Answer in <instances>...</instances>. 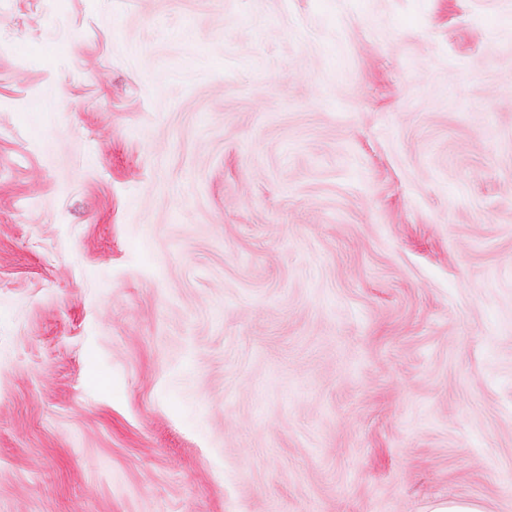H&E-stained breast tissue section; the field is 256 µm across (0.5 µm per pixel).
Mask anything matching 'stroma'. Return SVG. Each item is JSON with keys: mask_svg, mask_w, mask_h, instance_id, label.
<instances>
[{"mask_svg": "<svg viewBox=\"0 0 512 512\" xmlns=\"http://www.w3.org/2000/svg\"><path fill=\"white\" fill-rule=\"evenodd\" d=\"M512 512V0H0V512Z\"/></svg>", "mask_w": 512, "mask_h": 512, "instance_id": "1", "label": "stroma"}]
</instances>
